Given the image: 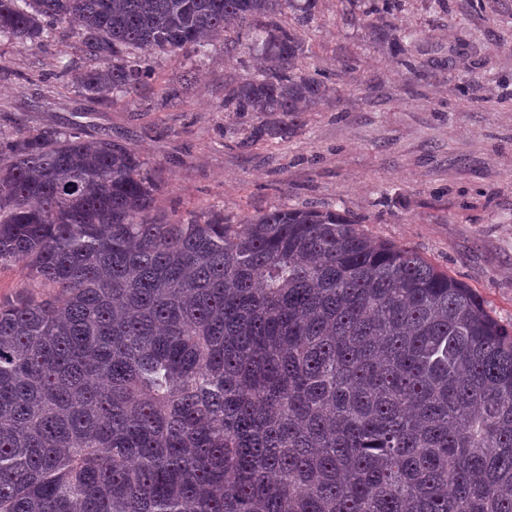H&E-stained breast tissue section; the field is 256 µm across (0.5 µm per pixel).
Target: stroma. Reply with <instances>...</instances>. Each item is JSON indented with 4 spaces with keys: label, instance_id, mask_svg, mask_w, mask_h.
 <instances>
[{
    "label": "stroma",
    "instance_id": "stroma-1",
    "mask_svg": "<svg viewBox=\"0 0 512 512\" xmlns=\"http://www.w3.org/2000/svg\"><path fill=\"white\" fill-rule=\"evenodd\" d=\"M321 0L304 30L303 62L337 89L319 110L224 109V90L249 79L260 54L238 43L203 61L158 53L134 103L86 100L60 60L94 68L70 25L53 49L0 46V128H79L135 149L158 192V214L238 224L276 204L346 211L359 229L412 249L467 283L512 324V0H398L387 20L411 37L412 73L355 16ZM275 128L255 142L254 127Z\"/></svg>",
    "mask_w": 512,
    "mask_h": 512
}]
</instances>
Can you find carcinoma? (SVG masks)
<instances>
[{"instance_id":"obj_1","label":"carcinoma","mask_w":512,"mask_h":512,"mask_svg":"<svg viewBox=\"0 0 512 512\" xmlns=\"http://www.w3.org/2000/svg\"><path fill=\"white\" fill-rule=\"evenodd\" d=\"M319 2L0 0V43L75 21L74 84L128 103L132 52L238 27L265 69L224 111L290 116L333 94ZM391 2L362 21L413 70ZM156 190L120 141L0 131V267L52 289L0 301V512H512V326L471 288L334 210L171 222Z\"/></svg>"}]
</instances>
